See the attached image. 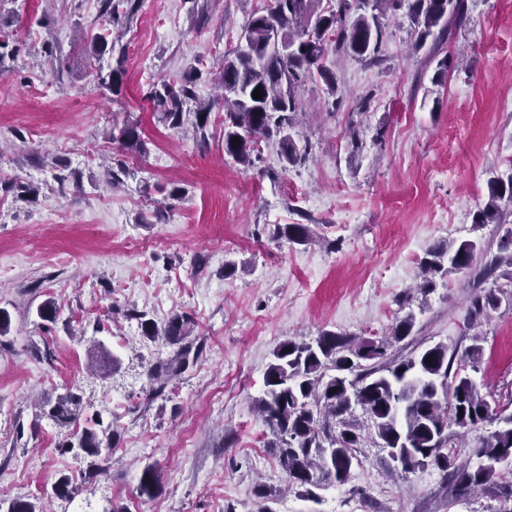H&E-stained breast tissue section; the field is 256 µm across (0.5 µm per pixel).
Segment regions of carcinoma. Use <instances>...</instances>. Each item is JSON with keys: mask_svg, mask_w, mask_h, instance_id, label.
<instances>
[{"mask_svg": "<svg viewBox=\"0 0 512 512\" xmlns=\"http://www.w3.org/2000/svg\"><path fill=\"white\" fill-rule=\"evenodd\" d=\"M139 0H102L104 25L91 43V58L98 62L112 54L111 25L121 16H130ZM407 19L409 50L418 54L429 48L431 57H440L436 76L445 78L456 66L447 44L457 31L471 22L468 0H334L330 7L322 0H273V5L253 13L243 28L240 43L224 53L222 88L224 96V155L249 165L258 141H277L286 161L296 166L308 159V148H299L293 138L295 117L301 109L299 91L309 82L322 80L327 91L337 92L336 76L328 66L331 57L349 56L361 62H382L381 47L387 36V21L398 13ZM12 16L0 15V61L12 57L9 28ZM125 71L117 65L107 74L96 71L98 84L110 93L122 92ZM196 76L186 73L178 81L162 80L152 85L149 99L159 110V121L172 130L183 124V104L194 98ZM261 88V99L253 98ZM213 105L199 107L195 132L206 139ZM117 150L146 153L138 125H113L108 134ZM28 200L36 198L40 186L13 180L0 184V190ZM473 224H506L499 240V252L483 269V278L494 277L492 286L475 301L481 313L496 310L501 301L512 299V172L488 180V198L474 214ZM268 240L280 245H306L314 241L306 224H271ZM481 250L475 240L450 241L430 248L420 261L418 290L426 295L436 288L437 279L471 268ZM127 314L140 324L141 335L154 339L160 335L175 343L187 336L188 319L175 316L164 330L145 312L130 309ZM415 325L411 314L399 319L389 335L356 338L334 331L322 332L315 343L287 340L273 351L263 395L255 400L258 415L270 430L268 447L278 455L288 485L304 489L312 499L316 490L336 480L343 472L347 481L357 450L364 440L356 409H361L375 429L379 447L388 456L399 453L415 467L417 455H432V467L448 479L456 498L476 493L490 495L505 503L497 512H512V478H507L500 463L512 460V412L498 408L478 390L469 371L475 370L483 355L481 334L463 352L448 350L438 343L418 354L397 358L391 353ZM189 352L162 363L150 372L162 391L165 378L187 363ZM79 397L67 392L57 398L51 416L66 424L75 416ZM485 422L497 428L480 438L473 455L486 465H470L459 460L456 436ZM454 451L451 462L440 460L437 450ZM78 449L100 455L102 440L95 431L85 430L67 450ZM161 476L153 466L144 468L140 490L152 495Z\"/></svg>", "mask_w": 512, "mask_h": 512, "instance_id": "1", "label": "carcinoma"}]
</instances>
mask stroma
I'll use <instances>...</instances> for the list:
<instances>
[{
    "mask_svg": "<svg viewBox=\"0 0 512 512\" xmlns=\"http://www.w3.org/2000/svg\"><path fill=\"white\" fill-rule=\"evenodd\" d=\"M468 4L472 22L448 46L464 65L443 82L436 61L407 54L401 18L388 25L383 64L342 58L334 96L308 84L292 134L309 144V160L288 169L274 142L251 166L226 157L220 111L199 142L159 122L146 98L159 80L197 69L196 102L216 99L222 58L264 0H140L112 30L122 57L102 60L125 71L117 96L87 64L99 0H0L21 46L0 64V180L43 186L31 201L0 196V308L10 315L0 335V507L22 498L39 512H259L264 503L272 512H489L484 496L451 500L434 469L390 464L370 429L345 484L315 500L287 489L253 406L281 342L325 330L372 338L410 312L413 334L395 355L439 342L461 351L483 334L473 380L512 401V309L469 319L473 268L429 295L415 288L429 247L503 234L474 227L473 215L488 179L512 168V0ZM196 102L184 105L185 124ZM123 122L139 123L146 155L116 154L107 135ZM118 155L128 173L115 189ZM64 168L79 182L59 187ZM173 181L184 198L166 221L147 223ZM295 223L309 225L314 243L260 235ZM48 300L52 321L39 315ZM132 308L161 327L191 319L188 365L158 394L150 371L179 347L141 336ZM112 358L116 368L99 369ZM68 391L81 405L61 424L49 410ZM90 427L110 450L63 451ZM148 465L161 473L150 497L139 491ZM64 478L69 491L56 494Z\"/></svg>",
    "mask_w": 512,
    "mask_h": 512,
    "instance_id": "stroma-1",
    "label": "stroma"
}]
</instances>
